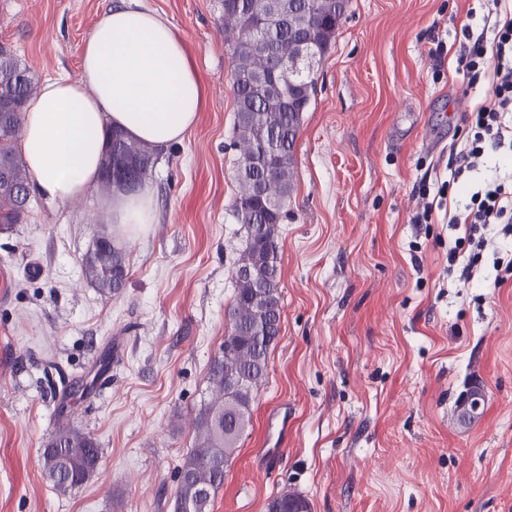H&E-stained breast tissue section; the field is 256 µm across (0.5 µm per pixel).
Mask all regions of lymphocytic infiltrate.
<instances>
[{
  "label": "lymphocytic infiltrate",
  "mask_w": 512,
  "mask_h": 512,
  "mask_svg": "<svg viewBox=\"0 0 512 512\" xmlns=\"http://www.w3.org/2000/svg\"><path fill=\"white\" fill-rule=\"evenodd\" d=\"M502 2L482 0V25L465 23L454 34L459 43L457 68L468 86L488 87L484 102L467 118L465 139L448 146V183L467 194L466 202L449 212L448 221L465 225L468 245L464 252L449 251L448 262L462 264L466 278L485 247L481 228L498 224L504 237L512 238V174L473 181L487 152L512 154V11L503 9Z\"/></svg>",
  "instance_id": "obj_1"
}]
</instances>
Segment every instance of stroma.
<instances>
[{"mask_svg": "<svg viewBox=\"0 0 512 512\" xmlns=\"http://www.w3.org/2000/svg\"><path fill=\"white\" fill-rule=\"evenodd\" d=\"M122 0H0V45L36 81L80 72L90 31ZM182 40L203 90L196 124L151 176L155 221H112L92 189L59 205L34 195L0 233V512H175L192 422L230 329L235 102L222 0H142ZM476 0H350L319 64L279 226L281 331L268 381L210 512H267L284 491L311 512H512V253L485 231L469 282L448 266L463 227L413 223L415 186L438 190L439 156L485 86L434 28ZM130 253L119 295L87 281L100 230ZM111 350L112 364L96 362ZM470 421L456 407L473 381ZM97 441L90 480L57 492L40 466L57 410ZM287 413L278 436L269 417ZM280 454H271L272 445Z\"/></svg>", "mask_w": 512, "mask_h": 512, "instance_id": "1", "label": "stroma"}]
</instances>
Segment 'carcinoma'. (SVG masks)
<instances>
[{
    "instance_id": "obj_1",
    "label": "carcinoma",
    "mask_w": 512,
    "mask_h": 512,
    "mask_svg": "<svg viewBox=\"0 0 512 512\" xmlns=\"http://www.w3.org/2000/svg\"><path fill=\"white\" fill-rule=\"evenodd\" d=\"M258 13L264 0H223L224 30L231 41L232 90L236 104L235 141L239 151L232 216L245 232L244 247L234 263L235 294L230 331L221 355L210 365V401L195 417L194 441L179 468L176 512H209L224 486V473L251 419V406L268 379V356L281 330V270L277 261L279 224L283 213L273 200L286 201L293 190L295 146L302 114L317 93L318 79L282 77L278 87L259 83L270 79L288 47L310 40L323 57L336 38L349 0H282L271 30L246 34L240 3ZM34 88L29 68L9 48L0 46V230L23 223L31 175L18 150L23 112ZM276 151L247 169V160L265 146ZM158 151L122 132H111L104 164L119 178L133 171L138 181L152 173ZM85 277L104 296L125 288L129 254L102 232L83 259ZM101 460L95 438L61 422L40 455L43 473L56 491L66 494L84 485ZM268 512H311L302 495L283 492L268 503Z\"/></svg>"
}]
</instances>
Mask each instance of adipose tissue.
I'll list each match as a JSON object with an SVG mask.
<instances>
[{"instance_id":"obj_1","label":"adipose tissue","mask_w":512,"mask_h":512,"mask_svg":"<svg viewBox=\"0 0 512 512\" xmlns=\"http://www.w3.org/2000/svg\"><path fill=\"white\" fill-rule=\"evenodd\" d=\"M202 101L167 21L126 0L93 28L79 77L47 79L26 105L20 143L38 191L61 205L83 198L100 179L107 131L165 148L192 129ZM112 219L153 223L150 188L116 192Z\"/></svg>"}]
</instances>
